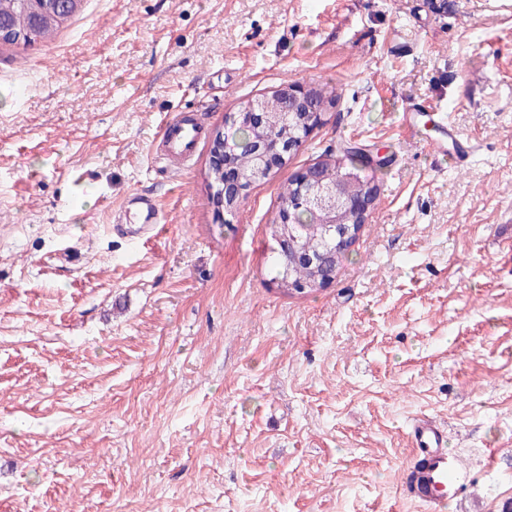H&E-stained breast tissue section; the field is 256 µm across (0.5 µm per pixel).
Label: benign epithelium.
<instances>
[{
    "instance_id": "1",
    "label": "benign epithelium",
    "mask_w": 512,
    "mask_h": 512,
    "mask_svg": "<svg viewBox=\"0 0 512 512\" xmlns=\"http://www.w3.org/2000/svg\"><path fill=\"white\" fill-rule=\"evenodd\" d=\"M59 9L58 0H37L35 22L41 23L56 16ZM308 91L294 86L285 85L272 92V97L281 101L285 107L294 111H310ZM266 100L249 101L241 107L233 124L250 127L254 130L265 128L269 114L265 106ZM296 148L292 142H276L269 149L265 148L257 155V166L252 177L246 179L231 164V157L236 149V142L224 138L223 150L211 155V165L219 167L224 175V213L234 214L242 205L247 187L268 176L272 170L286 162V157ZM335 164V160L327 158L310 165L299 172L295 179L306 189V204L312 210L321 212L325 222L338 229L357 218L367 219L371 206L369 184L357 174H347L336 182L325 177V168Z\"/></svg>"
}]
</instances>
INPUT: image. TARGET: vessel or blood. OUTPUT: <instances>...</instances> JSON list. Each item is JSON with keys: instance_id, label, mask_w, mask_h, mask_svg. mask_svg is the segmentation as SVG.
<instances>
[{"instance_id": "b4317fda", "label": "vessel or blood", "mask_w": 512, "mask_h": 512, "mask_svg": "<svg viewBox=\"0 0 512 512\" xmlns=\"http://www.w3.org/2000/svg\"><path fill=\"white\" fill-rule=\"evenodd\" d=\"M198 131L183 116L165 122L159 137L169 153L187 159L194 153ZM138 220L139 232L157 227V208L150 198L129 201ZM417 460L409 467L401 484L402 495L427 507L456 503L466 498L475 474L447 447L448 432L425 417L416 418L412 425Z\"/></svg>"}]
</instances>
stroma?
<instances>
[{"mask_svg":"<svg viewBox=\"0 0 512 512\" xmlns=\"http://www.w3.org/2000/svg\"><path fill=\"white\" fill-rule=\"evenodd\" d=\"M338 98L218 219L209 135L281 85ZM191 116L188 164L162 124ZM481 142L462 167L442 119ZM388 157L335 278L286 297L267 226L341 146ZM150 195L164 231L116 219ZM512 502V0H86L0 43V512H426L415 417Z\"/></svg>","mask_w":512,"mask_h":512,"instance_id":"stroma-1","label":"stroma"}]
</instances>
